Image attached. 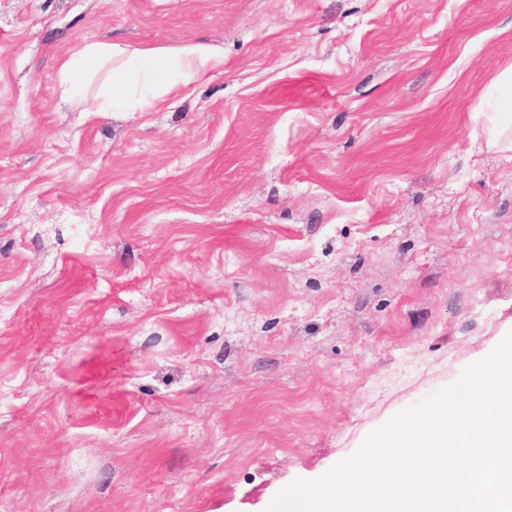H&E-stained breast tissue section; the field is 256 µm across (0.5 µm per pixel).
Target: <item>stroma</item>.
Instances as JSON below:
<instances>
[{
    "instance_id": "stroma-1",
    "label": "stroma",
    "mask_w": 512,
    "mask_h": 512,
    "mask_svg": "<svg viewBox=\"0 0 512 512\" xmlns=\"http://www.w3.org/2000/svg\"><path fill=\"white\" fill-rule=\"evenodd\" d=\"M203 42L146 112L85 43ZM512 0H0V512H265L512 331ZM111 63L101 101L91 108L85 85L100 67ZM223 67L224 49L217 45L89 42L60 64L57 79L76 112H143ZM499 96L487 115L488 146H497L502 152H512V66L496 79ZM510 130V138H509Z\"/></svg>"
}]
</instances>
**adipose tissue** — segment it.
Returning <instances> with one entry per match:
<instances>
[{"mask_svg": "<svg viewBox=\"0 0 512 512\" xmlns=\"http://www.w3.org/2000/svg\"><path fill=\"white\" fill-rule=\"evenodd\" d=\"M107 64L112 70L98 111L142 112L168 100L202 75L223 68L224 50L205 43H86L60 64L57 74L62 93L74 111H88L85 85ZM496 82L499 95L487 116L488 143L512 152V67Z\"/></svg>", "mask_w": 512, "mask_h": 512, "instance_id": "obj_1", "label": "adipose tissue"}]
</instances>
